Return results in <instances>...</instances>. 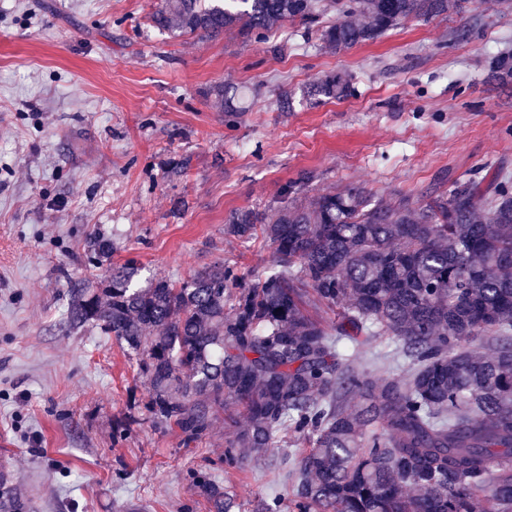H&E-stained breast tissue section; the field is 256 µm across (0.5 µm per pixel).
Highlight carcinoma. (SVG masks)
Returning a JSON list of instances; mask_svg holds the SVG:
<instances>
[{"mask_svg": "<svg viewBox=\"0 0 512 512\" xmlns=\"http://www.w3.org/2000/svg\"><path fill=\"white\" fill-rule=\"evenodd\" d=\"M479 0H162L155 25L183 34L264 38L328 11L357 14L322 27L325 47L376 40L410 18L428 20ZM350 80L328 75L313 96L341 98ZM301 182L284 204L238 209L228 234L262 232L274 264L253 283L216 263L182 282L134 288L131 262L108 286L71 291L67 323L95 324L125 345L148 384V412L184 445L219 411L243 409L224 451L264 456L279 435L308 437L291 471L295 512H512V186L455 181L429 201H373L360 187L306 203ZM336 312L327 325L309 307ZM387 335L407 377L356 372L346 340ZM359 404L352 409L348 398ZM210 512L235 502L203 477ZM0 506L27 512L10 484Z\"/></svg>", "mask_w": 512, "mask_h": 512, "instance_id": "1", "label": "carcinoma"}]
</instances>
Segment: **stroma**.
Wrapping results in <instances>:
<instances>
[{
	"mask_svg": "<svg viewBox=\"0 0 512 512\" xmlns=\"http://www.w3.org/2000/svg\"><path fill=\"white\" fill-rule=\"evenodd\" d=\"M158 2L0 0V466L30 512H208L194 472L235 512L292 497L285 468L247 449L225 464L236 408L190 445L153 423L125 347L65 325L72 288L128 261L138 288L216 262L251 282L273 248L225 222L299 178L309 200L360 186L391 201L490 169L512 180V80L489 74L512 53L503 0L338 53L319 38L326 15L214 39L157 29ZM337 73L352 95H309Z\"/></svg>",
	"mask_w": 512,
	"mask_h": 512,
	"instance_id": "35a3bbf8",
	"label": "stroma"
}]
</instances>
